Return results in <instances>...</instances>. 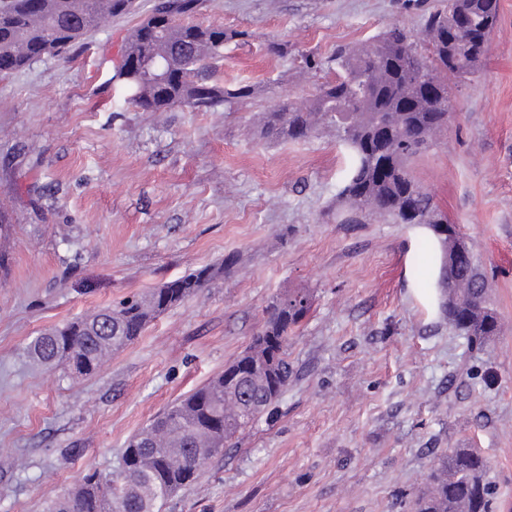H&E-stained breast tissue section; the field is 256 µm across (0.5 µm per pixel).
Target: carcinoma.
<instances>
[{"label":"carcinoma","mask_w":512,"mask_h":512,"mask_svg":"<svg viewBox=\"0 0 512 512\" xmlns=\"http://www.w3.org/2000/svg\"><path fill=\"white\" fill-rule=\"evenodd\" d=\"M204 0H155L130 34L119 77L126 102L142 112H216L252 98L256 88L224 87V44L237 37L222 26L191 21ZM134 9V0H0V77L45 56L64 57L91 30ZM499 0H443L424 15L422 36L393 25L359 48L336 50V73L306 99L261 113L256 132L268 139L299 141L332 130L348 149L347 178L338 196L339 223L426 224L440 256L454 237L440 231L443 213L412 177L411 161L448 127L439 100L448 77H477L499 19ZM157 59L163 73L150 77L130 64ZM204 266L116 307L104 306L34 337L29 358L45 368L95 373L105 357L133 343L157 315L224 278V266ZM455 328L471 341L495 335L498 320L477 265L450 273ZM312 306L296 291L271 303L261 329L228 366L177 400L132 436L123 453L124 473L94 471L51 500L45 512H162L166 500L195 481L204 464L251 429L288 382V336ZM485 463L473 448L438 459L431 489L414 512H492Z\"/></svg>","instance_id":"cac0c4a2"}]
</instances>
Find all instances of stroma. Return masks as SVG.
<instances>
[{"label": "stroma", "mask_w": 512, "mask_h": 512, "mask_svg": "<svg viewBox=\"0 0 512 512\" xmlns=\"http://www.w3.org/2000/svg\"><path fill=\"white\" fill-rule=\"evenodd\" d=\"M91 30L68 59L0 78V512H43L129 438L221 373L294 291V374L268 412L164 512H412L440 451L479 449L495 512H512V0L479 76L414 178L472 244L500 328L473 345L440 307L425 225L342 224L346 149L321 132L260 138L274 104L310 96L338 47L420 33L438 0H206L235 32L221 112H138L114 80L154 0ZM278 45L272 53L270 45ZM224 278L152 319L93 375L34 365L44 329L204 267Z\"/></svg>", "instance_id": "stroma-1"}]
</instances>
